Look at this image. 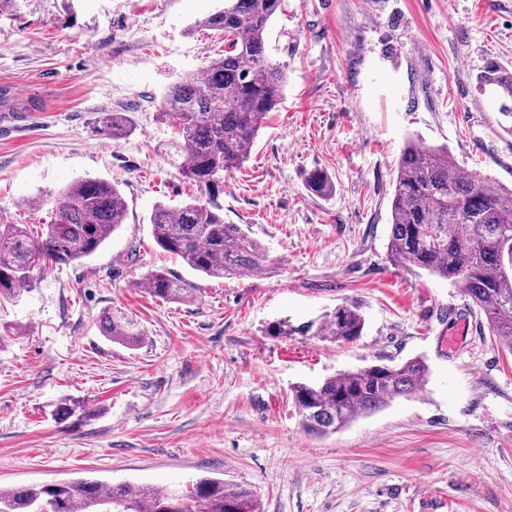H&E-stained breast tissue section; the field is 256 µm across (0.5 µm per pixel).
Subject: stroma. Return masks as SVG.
<instances>
[{"label": "stroma", "mask_w": 512, "mask_h": 512, "mask_svg": "<svg viewBox=\"0 0 512 512\" xmlns=\"http://www.w3.org/2000/svg\"><path fill=\"white\" fill-rule=\"evenodd\" d=\"M221 5L0 9V88L27 93L0 114V224L39 232L51 212L28 200L82 177L117 182L128 205L95 254L35 273L0 306L12 327L0 335V488L212 477L250 487L261 512H512V350L480 317L460 327L459 288L387 253L407 138L512 187V119L477 85L487 60L512 65V0H285L268 31L283 98L217 198L277 271L214 279L161 251L149 217L201 194L173 166L176 129L157 112L169 84L223 56V33L197 24ZM112 110L127 113V139L98 133ZM314 170L331 196L307 190ZM160 268L195 301L152 297L141 282ZM347 301L366 319L354 342L264 333ZM109 308L139 324L141 343L102 336ZM414 356L430 369L423 390L331 435L303 429L292 386ZM66 401L84 412L62 423Z\"/></svg>", "instance_id": "stroma-1"}]
</instances>
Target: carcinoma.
Masks as SVG:
<instances>
[{
    "instance_id": "cac0c4a2",
    "label": "carcinoma",
    "mask_w": 512,
    "mask_h": 512,
    "mask_svg": "<svg viewBox=\"0 0 512 512\" xmlns=\"http://www.w3.org/2000/svg\"><path fill=\"white\" fill-rule=\"evenodd\" d=\"M282 10V0H224V6L198 25L224 33V56L183 74L164 92L158 119L179 128L172 144L179 173L205 192L222 175L240 168L282 97L287 81L282 66L267 52V30ZM500 100L499 111L512 117V66L486 63L478 76ZM99 132L127 138L132 126L124 112H104ZM318 197L333 193L322 171L306 179ZM53 220L33 235L22 224H0V303L28 291L34 271L96 253L125 223L127 204L118 185L79 178L45 199ZM151 234L162 250L207 277L224 279L271 269L265 246L239 224L224 223L222 207L197 197L172 209L157 204ZM391 260L409 271H424L462 290L486 319L492 335L512 349V189L455 163L446 147L409 140L399 155L387 244ZM142 284L164 302L195 298L192 283L156 270ZM103 335L136 345L142 333L120 312L99 316ZM359 307L344 303L317 320L295 325L280 319L267 327L277 338L312 336L353 342L363 334ZM429 366L421 357L399 364L379 363L347 370L315 384L293 387L303 428L314 435L334 434L355 419L386 407L423 386ZM0 512H260L247 487L202 478L192 487H139L77 477L51 484L13 486L0 491Z\"/></svg>"
}]
</instances>
